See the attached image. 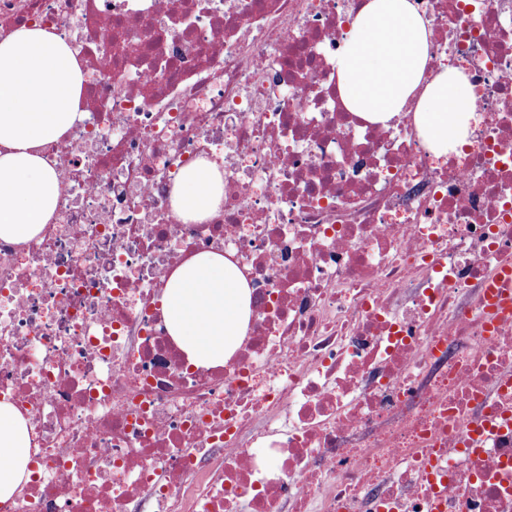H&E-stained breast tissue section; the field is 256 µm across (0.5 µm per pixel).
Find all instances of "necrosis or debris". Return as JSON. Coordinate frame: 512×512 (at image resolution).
Here are the masks:
<instances>
[{"label": "necrosis or debris", "instance_id": "1", "mask_svg": "<svg viewBox=\"0 0 512 512\" xmlns=\"http://www.w3.org/2000/svg\"><path fill=\"white\" fill-rule=\"evenodd\" d=\"M360 0H0L85 65V119L44 151L57 209L0 241V402L28 469L0 512H512V0H418L427 72L480 120L438 157L411 113L346 111ZM224 204L178 219L182 169ZM228 254L253 290L234 354L168 335L171 272ZM175 199L181 220L212 216L224 201V171L207 161L193 165L176 182Z\"/></svg>", "mask_w": 512, "mask_h": 512}]
</instances>
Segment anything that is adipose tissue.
<instances>
[{"label":"adipose tissue","mask_w":512,"mask_h":512,"mask_svg":"<svg viewBox=\"0 0 512 512\" xmlns=\"http://www.w3.org/2000/svg\"><path fill=\"white\" fill-rule=\"evenodd\" d=\"M431 37L416 0H365L351 17L336 72L349 111L386 125L413 109L431 150L445 155L470 138L476 104L463 71L425 75ZM83 82L71 44L53 30L22 26L0 39V240H30L54 215L59 182L43 151L84 119ZM175 199L180 219L212 216L224 201L223 171L207 161L193 165L177 181ZM163 315L191 362L218 365L246 332L252 290L223 254L201 253L169 277ZM28 448L24 418L0 402V501L27 477Z\"/></svg>","instance_id":"ef3b65f1"}]
</instances>
